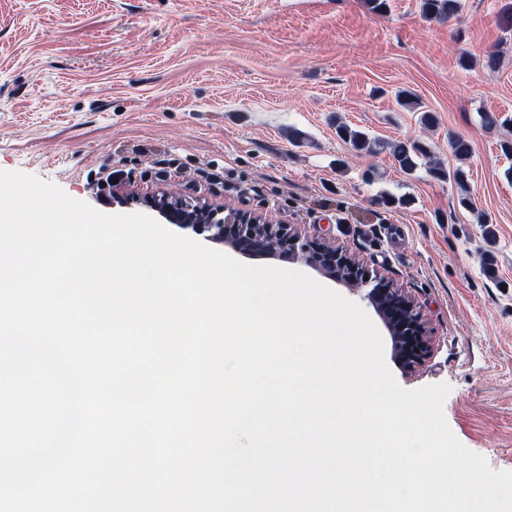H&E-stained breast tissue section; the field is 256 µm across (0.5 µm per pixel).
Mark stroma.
<instances>
[{"instance_id": "stroma-1", "label": "stroma", "mask_w": 512, "mask_h": 512, "mask_svg": "<svg viewBox=\"0 0 512 512\" xmlns=\"http://www.w3.org/2000/svg\"><path fill=\"white\" fill-rule=\"evenodd\" d=\"M419 3L374 14L365 0H0V170L108 214L149 213L162 193L252 213L363 261L420 306L431 339L413 373L385 346L398 384H449L453 434L512 470V155L500 148L512 121L481 122L512 118V0H463L444 23ZM402 90L433 126L400 105ZM340 121L424 141L450 169L449 137L468 139L465 188L357 152ZM106 170L115 186L99 185ZM385 194L406 202L382 205ZM214 248L301 271L377 315L365 290L287 253Z\"/></svg>"}]
</instances>
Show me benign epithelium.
Returning a JSON list of instances; mask_svg holds the SVG:
<instances>
[{
  "mask_svg": "<svg viewBox=\"0 0 512 512\" xmlns=\"http://www.w3.org/2000/svg\"><path fill=\"white\" fill-rule=\"evenodd\" d=\"M148 204L170 224L196 231L207 225L209 238L239 250L275 254L282 248L298 255L327 276L355 288H366L367 299L378 309L394 341L404 368L412 372L431 353V342L423 316L414 300L373 276L362 263L337 249L318 242H300L283 224H256L247 215L215 220L206 207L187 210L181 202L167 195L154 197Z\"/></svg>",
  "mask_w": 512,
  "mask_h": 512,
  "instance_id": "obj_1",
  "label": "benign epithelium"
}]
</instances>
